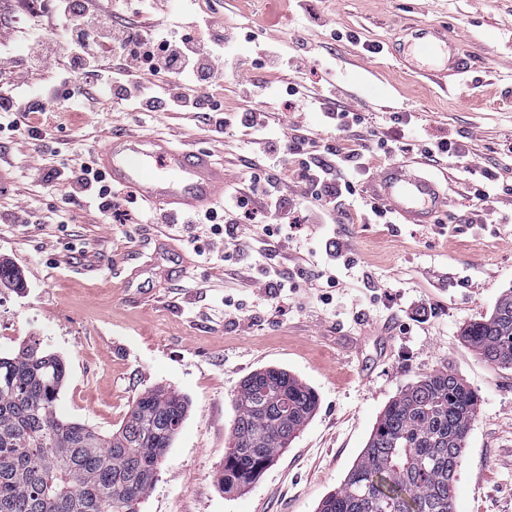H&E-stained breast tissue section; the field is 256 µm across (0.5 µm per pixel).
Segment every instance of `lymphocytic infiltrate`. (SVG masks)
Segmentation results:
<instances>
[{
  "instance_id": "lymphocytic-infiltrate-1",
  "label": "lymphocytic infiltrate",
  "mask_w": 512,
  "mask_h": 512,
  "mask_svg": "<svg viewBox=\"0 0 512 512\" xmlns=\"http://www.w3.org/2000/svg\"><path fill=\"white\" fill-rule=\"evenodd\" d=\"M49 8L59 26L28 24L25 44L17 42V24L0 25V134L37 138L36 127L26 120L32 98L57 95L75 77L115 103L145 112L203 113L213 117L216 129H224V108L213 90L223 86L225 74L239 68L240 60L223 18L207 13L175 31L158 20L163 0H50ZM131 12L139 14V21L128 20ZM46 71L50 81L36 82V75ZM406 148L400 138L373 133L348 152L331 147L318 152L307 134L298 132L256 161L246 184L225 194L223 210L186 221L208 226L211 253L252 251L260 238L282 237L284 226L307 221L309 209L330 215L360 201V176H338V168L366 151L394 159ZM290 159L302 187L296 199L290 198L287 181L269 174ZM68 180L70 200H93L102 216L119 224L129 221V199L113 191L92 159L69 168ZM255 222L260 235L240 232V225Z\"/></svg>"
}]
</instances>
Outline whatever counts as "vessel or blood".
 <instances>
[{
	"label": "vessel or blood",
	"mask_w": 512,
	"mask_h": 512,
	"mask_svg": "<svg viewBox=\"0 0 512 512\" xmlns=\"http://www.w3.org/2000/svg\"><path fill=\"white\" fill-rule=\"evenodd\" d=\"M463 48L438 28H416L400 58L423 75L463 76ZM95 161L113 188L171 215L212 209L224 199V164L205 148L176 145L169 140L110 137ZM375 195L403 224H429L446 203L430 176L411 163L393 162L377 178Z\"/></svg>",
	"instance_id": "b4317fda"
}]
</instances>
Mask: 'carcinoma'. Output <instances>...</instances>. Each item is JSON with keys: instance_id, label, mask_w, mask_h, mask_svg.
<instances>
[{"instance_id": "carcinoma-1", "label": "carcinoma", "mask_w": 512, "mask_h": 512, "mask_svg": "<svg viewBox=\"0 0 512 512\" xmlns=\"http://www.w3.org/2000/svg\"><path fill=\"white\" fill-rule=\"evenodd\" d=\"M482 361L512 367V293L468 323ZM65 368L39 343L0 356V512H137L188 409L178 391H144L109 436L62 420ZM217 482L237 493L256 481L307 426L315 391L286 370L243 380ZM478 394L446 367L421 376L381 410L344 483L318 512H455L454 483Z\"/></svg>"}]
</instances>
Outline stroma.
<instances>
[{"mask_svg":"<svg viewBox=\"0 0 512 512\" xmlns=\"http://www.w3.org/2000/svg\"><path fill=\"white\" fill-rule=\"evenodd\" d=\"M177 0L171 28L222 9L224 23L257 45L290 52L307 41L301 72L227 74L225 114L245 106L244 83L296 84L294 103L258 105L275 134L303 125L319 144L345 152L355 135H395L409 118L418 143L463 142L466 158L430 163L448 183V205L431 224H367L344 207L334 224H303L288 238V259L196 254L181 225L157 224L135 205L132 224H107L87 204L67 200L68 185L48 180V159L70 163L97 151L110 133L163 134L214 150L229 186H243L258 146L243 127L211 133L204 117L137 112L86 91L32 102L36 140H0V262L22 287H0V355L36 341L59 356L66 380L62 418L108 434L146 389L165 385L187 397L188 412L139 512H316L343 482L379 412L402 389L448 367L480 397L455 483L456 512H512V369L479 359L459 330L490 312L512 289V0ZM445 29L465 47L470 69L444 84L411 73L395 57L413 27ZM345 32L334 40L331 30ZM363 118L339 134L315 109L325 100ZM493 198L482 208L475 189ZM43 228L11 223L16 208ZM336 268V285L317 278ZM288 279L277 288L271 267ZM287 369L317 394L308 425L249 489L227 494L216 475L234 418L232 397L252 372Z\"/></svg>","mask_w":512,"mask_h":512,"instance_id":"obj_1","label":"stroma"}]
</instances>
